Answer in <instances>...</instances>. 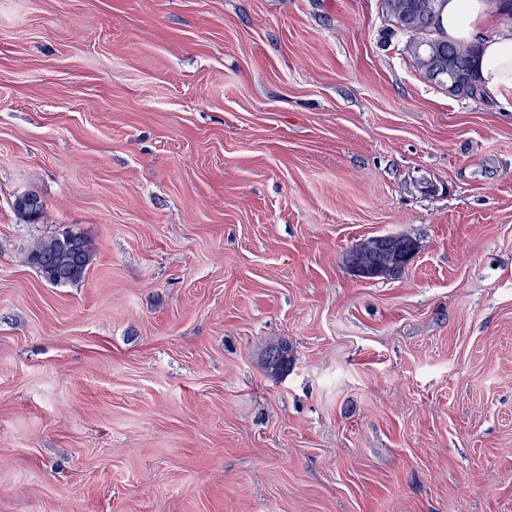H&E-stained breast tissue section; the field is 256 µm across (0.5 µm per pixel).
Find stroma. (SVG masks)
<instances>
[{
    "instance_id": "35a3bbf8",
    "label": "stroma",
    "mask_w": 512,
    "mask_h": 512,
    "mask_svg": "<svg viewBox=\"0 0 512 512\" xmlns=\"http://www.w3.org/2000/svg\"><path fill=\"white\" fill-rule=\"evenodd\" d=\"M405 42L380 0H0V512H512V101ZM13 208L19 220L26 224H38L45 217V204L36 193H27L21 205ZM93 259L92 243L74 230L69 238L61 233L36 240L26 254L27 263L45 282L54 286L80 282ZM391 236V238L371 240L349 252L346 257L347 264H349L352 257L357 256L365 267H374L368 269L358 268L357 266L351 267V272L356 278L365 281H376L386 277L396 276L410 265L417 254V248L399 254L396 257L398 265L388 270L382 267H375L385 263L391 252H401L413 241L412 238L406 235L391 234Z\"/></svg>"
}]
</instances>
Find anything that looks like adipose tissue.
I'll use <instances>...</instances> for the list:
<instances>
[{
  "label": "adipose tissue",
  "mask_w": 512,
  "mask_h": 512,
  "mask_svg": "<svg viewBox=\"0 0 512 512\" xmlns=\"http://www.w3.org/2000/svg\"><path fill=\"white\" fill-rule=\"evenodd\" d=\"M499 16L496 0H444L441 9L450 41L467 43L484 34L479 84L488 98L504 102L512 98V28L499 25Z\"/></svg>",
  "instance_id": "obj_1"
}]
</instances>
